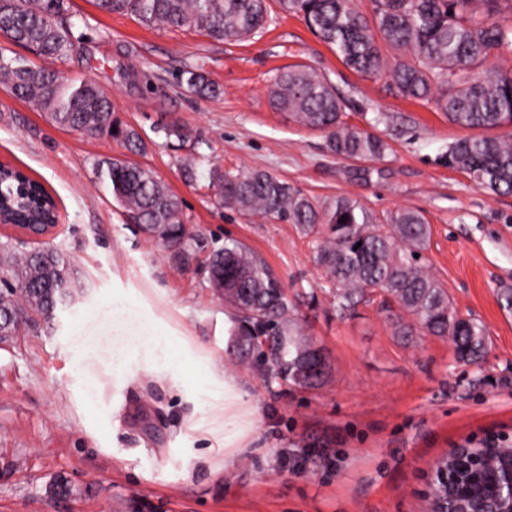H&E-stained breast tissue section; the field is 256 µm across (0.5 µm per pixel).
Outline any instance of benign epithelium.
I'll list each match as a JSON object with an SVG mask.
<instances>
[{"label": "benign epithelium", "mask_w": 512, "mask_h": 512, "mask_svg": "<svg viewBox=\"0 0 512 512\" xmlns=\"http://www.w3.org/2000/svg\"><path fill=\"white\" fill-rule=\"evenodd\" d=\"M0 224L7 225L28 242H40L56 228L54 224L10 223L8 212L0 211ZM504 434L488 432L479 439L458 444L448 451L449 462L432 472L429 495L436 504L435 512H469L459 502L460 481L468 478V488L482 501L502 502L493 512H512V458L498 459L496 446L507 441Z\"/></svg>", "instance_id": "benign-epithelium-1"}]
</instances>
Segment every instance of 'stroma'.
I'll list each match as a JSON object with an SVG mask.
<instances>
[{"instance_id":"35a3bbf8","label":"stroma","mask_w":512,"mask_h":512,"mask_svg":"<svg viewBox=\"0 0 512 512\" xmlns=\"http://www.w3.org/2000/svg\"><path fill=\"white\" fill-rule=\"evenodd\" d=\"M85 54L58 68L96 80L116 112L150 145L137 163L183 202L191 233L219 247L233 238L259 253L298 295L307 336L330 371L323 385L268 383L228 350L230 313L196 268L127 224L97 164L126 151L109 138L58 128L0 86V161L41 182L59 223L51 246L77 275L52 324L26 326L0 345V512H426L427 481L449 448L488 431L512 435V195L477 189L440 160L466 131L385 80L347 69L298 18L218 42L144 28L71 0ZM203 63L218 96L188 92L180 73ZM304 64L336 90L350 123L390 146L376 161L341 159L322 133L271 108L279 69ZM190 129L166 144L160 125ZM195 160L189 183L179 162ZM266 170L320 199L346 195L383 214L424 212L431 273L458 312L490 337L478 366L448 340L394 336L379 295L340 315L323 294L308 238L291 224L247 218L213 204L210 164ZM317 292L308 303V292ZM164 328L188 353L184 373L151 371L145 348L125 366L116 336ZM233 373L253 412L238 447L224 445V413L195 378L202 362Z\"/></svg>"}]
</instances>
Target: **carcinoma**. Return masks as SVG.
<instances>
[{
    "label": "carcinoma",
    "mask_w": 512,
    "mask_h": 512,
    "mask_svg": "<svg viewBox=\"0 0 512 512\" xmlns=\"http://www.w3.org/2000/svg\"><path fill=\"white\" fill-rule=\"evenodd\" d=\"M302 19L341 62L367 78H384L404 99L431 106L472 134L447 144L441 159L489 193H512V0H370L366 15L357 0H277ZM105 13L130 14L149 28L193 31L217 41L243 40L272 21L269 0H95ZM68 0H0V35L50 61L33 68L0 53V84L55 126L90 137H109L128 152L147 143L115 112L92 79L65 77L56 62L83 49L73 31ZM495 57L499 64L486 66ZM187 88L208 98L219 93L203 67L183 71ZM271 105L294 122L325 135L332 154L347 160H380L389 144L346 121L332 86L305 65L282 68L268 88ZM114 200L129 222L157 239L183 266L199 239L188 234L182 200L149 168L125 159L99 163ZM208 187L214 204L244 216L295 225L312 239L314 264L336 310L351 312L367 289L386 290L397 304L393 327L407 339L422 330L448 339L458 361L479 365L488 347L484 325L458 314L442 284L423 264L431 227L418 209L379 218L359 202L338 196L319 202L262 170L233 172L213 166ZM347 221L340 222L341 218ZM0 336L19 325L54 318L71 284V263L54 248L16 249L0 241ZM214 293L233 312L230 350L244 361L268 342L266 378L280 385L316 388L330 364L317 355L296 318V305L274 270L244 243L228 239L205 264Z\"/></svg>",
    "instance_id": "cac0c4a2"
}]
</instances>
